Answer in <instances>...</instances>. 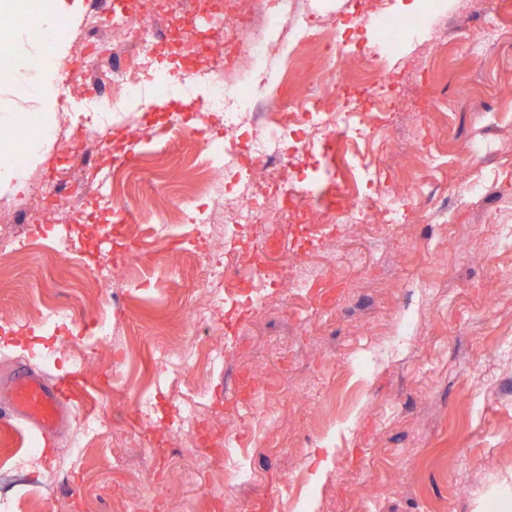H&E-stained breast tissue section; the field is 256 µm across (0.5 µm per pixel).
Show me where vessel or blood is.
<instances>
[{
	"instance_id": "vessel-or-blood-1",
	"label": "vessel or blood",
	"mask_w": 512,
	"mask_h": 512,
	"mask_svg": "<svg viewBox=\"0 0 512 512\" xmlns=\"http://www.w3.org/2000/svg\"><path fill=\"white\" fill-rule=\"evenodd\" d=\"M76 397L71 376L48 380L42 373L16 369L9 383V397L0 406V421L23 422L42 435L57 432L66 422L69 404Z\"/></svg>"
}]
</instances>
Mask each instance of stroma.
Instances as JSON below:
<instances>
[{
  "mask_svg": "<svg viewBox=\"0 0 512 512\" xmlns=\"http://www.w3.org/2000/svg\"><path fill=\"white\" fill-rule=\"evenodd\" d=\"M394 15L422 11L421 27L404 30L399 52L384 61L402 99L386 115L384 149L366 147L385 165L393 187L414 189L407 223L374 214L327 242L301 225L257 224L248 245L262 263H295L323 285L264 309L223 312L224 363L194 372L211 414L202 439L225 470L242 466L253 477L221 484L199 460L177 466L186 476L159 480L172 449L159 418L173 410L170 392L157 398L153 424L140 423L131 394L150 390L156 344L177 349L203 344L210 332L190 326L198 302V259L172 258L187 238L180 200L201 198L194 135L154 144L142 134L159 114L153 84L129 111L107 114L103 138L121 137L137 174L131 190L145 216L127 225L138 239V272L118 305L99 314L92 281L74 288L76 266L95 267L114 245L92 240L89 227L56 221L61 235L83 244L80 256L55 255L42 243L0 252V404L8 374L24 363L48 378L74 373L87 391L83 414L106 413L110 435L89 441L67 483L54 480L75 428L67 421L43 446V464L20 471L13 462L35 431L0 426V498L18 499L17 512H493L512 496V0H391ZM503 21L496 44L474 48L488 13ZM58 74L51 106L57 130L84 123L88 101L71 95ZM447 99L441 112L431 97ZM424 124L431 150L419 152L408 132ZM486 148L474 154V140ZM64 141L54 138L23 164L22 185L0 187V199L29 194ZM484 189L459 190L462 169ZM171 224L173 240L155 241L149 226ZM70 306L73 331L92 340L102 324L125 340L132 375L127 391L102 405L95 384L110 363L107 350L87 356L81 346L51 351L37 321L46 302ZM416 323L397 350L371 361L368 338L389 340L404 314ZM232 451H225V438Z\"/></svg>",
  "mask_w": 512,
  "mask_h": 512,
  "instance_id": "35a3bbf8",
  "label": "stroma"
}]
</instances>
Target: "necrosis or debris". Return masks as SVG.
<instances>
[{
  "label": "necrosis or debris",
  "instance_id": "4bbe7bcc",
  "mask_svg": "<svg viewBox=\"0 0 512 512\" xmlns=\"http://www.w3.org/2000/svg\"><path fill=\"white\" fill-rule=\"evenodd\" d=\"M386 2L355 0L353 27H360L369 14L386 22L376 30V49L362 54L371 77L358 84L354 95L346 91L343 65L358 53L356 45L344 38L335 19L308 15L301 0H128L121 11L87 15L74 45L72 68L80 74L71 84L75 93L88 98L93 87L105 84L113 102L125 103L146 80L168 83L201 76L214 91L196 115L208 149L203 190L209 205L201 209L188 202L182 210L193 230L188 244L201 261L202 299L189 309L192 322L216 330L224 307L244 302L263 306L265 288L297 295L310 287L308 275L297 269L272 271L260 264L254 265L251 280H242L225 262L224 251L226 244H240L251 225L283 224L303 216L299 166L321 151L332 155L330 179L337 204L324 209L316 232L330 224L367 223L376 211L393 224L405 219L410 190L389 187L383 168L359 149L362 143L377 141L383 128L391 76L380 67L378 52H398L401 31L421 23L416 16L387 18ZM172 11L187 19L208 13L220 21L223 39L215 42L191 30L167 50H158L149 21ZM303 45L314 48L303 59L314 78L313 93L295 92L284 77L278 82L276 102L262 100V70L271 63L291 62ZM129 176L124 165H113L110 193L90 212L85 199L97 172H84L82 179L74 180L55 167L39 179L33 206L45 214L68 209L78 223H102ZM223 360L219 341L183 351L160 346L154 353L163 385L178 381L197 365L211 367Z\"/></svg>",
  "mask_w": 512,
  "mask_h": 512
}]
</instances>
